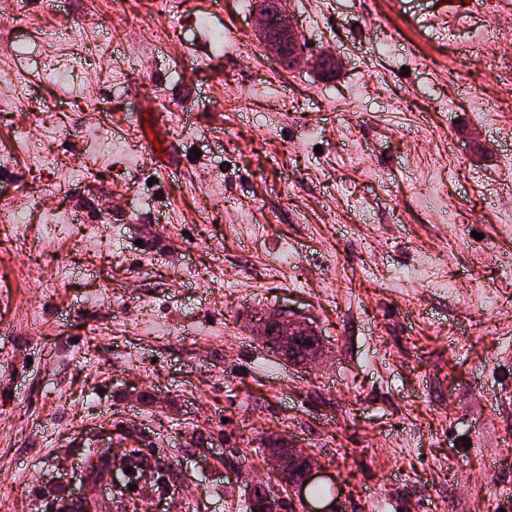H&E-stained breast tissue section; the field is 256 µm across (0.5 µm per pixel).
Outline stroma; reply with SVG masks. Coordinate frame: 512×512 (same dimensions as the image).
Returning a JSON list of instances; mask_svg holds the SVG:
<instances>
[{
	"label": "stroma",
	"mask_w": 512,
	"mask_h": 512,
	"mask_svg": "<svg viewBox=\"0 0 512 512\" xmlns=\"http://www.w3.org/2000/svg\"><path fill=\"white\" fill-rule=\"evenodd\" d=\"M255 6L0 0V512H123L133 449L142 512H247L280 439L341 512H512V0H287L329 76ZM284 2L285 0L260 1L257 10L258 28L263 35L270 34L265 40L269 50L293 67L301 60V47L296 28L286 14ZM255 319L260 327V335L277 353H285L288 345L296 348L295 344H298L305 348L298 362H311L319 356L320 338L308 322L286 314L266 316L260 313Z\"/></svg>",
	"instance_id": "stroma-1"
}]
</instances>
